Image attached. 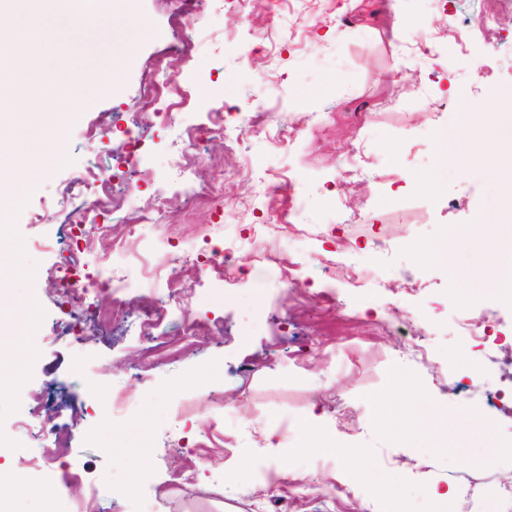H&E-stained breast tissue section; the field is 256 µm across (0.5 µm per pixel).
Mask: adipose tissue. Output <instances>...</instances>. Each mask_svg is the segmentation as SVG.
Instances as JSON below:
<instances>
[{"label":"adipose tissue","instance_id":"1","mask_svg":"<svg viewBox=\"0 0 512 512\" xmlns=\"http://www.w3.org/2000/svg\"><path fill=\"white\" fill-rule=\"evenodd\" d=\"M494 132L488 122L474 113L463 115L461 140H464L471 159L480 164L491 180H500L508 169L502 154L493 148ZM477 245L478 270L464 282L468 295L494 293L512 284V230L500 224H485Z\"/></svg>","mask_w":512,"mask_h":512}]
</instances>
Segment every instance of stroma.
I'll use <instances>...</instances> for the list:
<instances>
[{
    "instance_id": "obj_1",
    "label": "stroma",
    "mask_w": 512,
    "mask_h": 512,
    "mask_svg": "<svg viewBox=\"0 0 512 512\" xmlns=\"http://www.w3.org/2000/svg\"><path fill=\"white\" fill-rule=\"evenodd\" d=\"M20 23L0 0V184L29 187L27 216L0 238V310L24 303L40 332L20 360L17 336L0 361L18 364L28 388L61 387L76 408L68 454L34 460V403L0 397V472L18 482L11 512H475L512 484V299L463 297L474 252L439 251L455 232L495 216L507 186L485 178L458 148L437 160L439 132H459L464 112H485L501 149L512 148V111L493 92L512 90V7L503 0H285L240 17L235 0H203L198 24L172 28L164 0H40ZM496 11L497 27L460 54L450 26ZM188 66L168 78L196 94L178 123L257 112L298 119L288 149L242 133L235 149L202 133L193 144L202 180L240 170L210 209L191 213L170 194L163 223L131 240L114 271L179 255L193 274L169 314L143 335L136 313L103 320L112 295L64 304L55 269L74 243L60 194L87 169L111 171L73 120L56 113L74 97L89 117L138 114L150 64L182 39ZM111 81L101 93L89 71ZM183 144L157 123L141 139L139 174L120 183L134 207L154 203ZM363 167L344 180L350 152ZM279 183L276 200L261 180ZM437 190H430L429 182ZM241 251L227 282L208 265L213 247ZM485 321L474 340L460 312ZM128 399V412L112 404ZM322 430H309L311 412ZM473 426L448 425L451 415ZM27 421L29 432L17 429ZM336 436L328 447L322 433ZM276 451H267L268 443ZM79 482L64 488L66 473ZM109 483H102V476Z\"/></svg>"
}]
</instances>
